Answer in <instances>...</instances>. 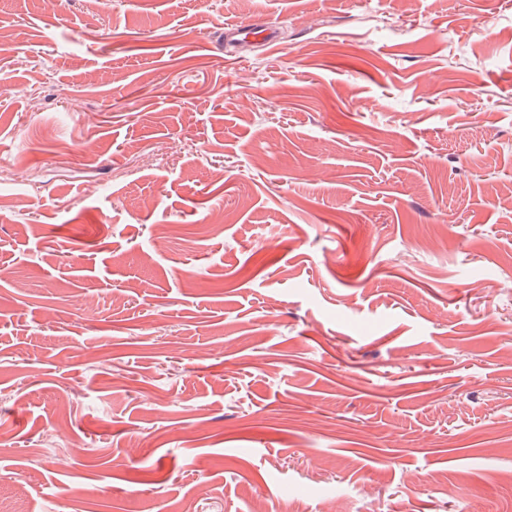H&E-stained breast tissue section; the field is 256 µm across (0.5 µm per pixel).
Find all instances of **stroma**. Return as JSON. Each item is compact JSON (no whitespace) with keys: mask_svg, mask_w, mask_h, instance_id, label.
<instances>
[{"mask_svg":"<svg viewBox=\"0 0 512 512\" xmlns=\"http://www.w3.org/2000/svg\"><path fill=\"white\" fill-rule=\"evenodd\" d=\"M0 30V499L512 512V0Z\"/></svg>","mask_w":512,"mask_h":512,"instance_id":"1","label":"stroma"}]
</instances>
